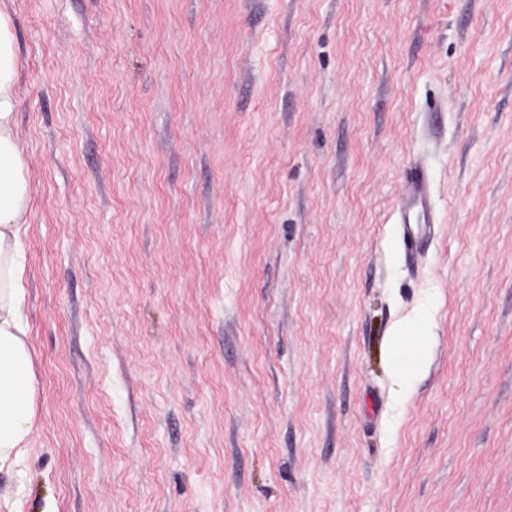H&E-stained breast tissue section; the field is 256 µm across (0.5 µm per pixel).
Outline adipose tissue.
<instances>
[{
  "label": "adipose tissue",
  "instance_id": "1",
  "mask_svg": "<svg viewBox=\"0 0 512 512\" xmlns=\"http://www.w3.org/2000/svg\"><path fill=\"white\" fill-rule=\"evenodd\" d=\"M16 78L12 21L0 10V471L19 465L38 429L35 401L39 386L21 314V237L29 187L15 134ZM432 334V319L425 310L392 327L389 366L397 386H406L425 366L423 354L406 355V340L413 337L422 342Z\"/></svg>",
  "mask_w": 512,
  "mask_h": 512
}]
</instances>
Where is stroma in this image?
Instances as JSON below:
<instances>
[{
  "mask_svg": "<svg viewBox=\"0 0 512 512\" xmlns=\"http://www.w3.org/2000/svg\"><path fill=\"white\" fill-rule=\"evenodd\" d=\"M0 9L40 381L15 512H512V0ZM395 224H400L406 260L418 271L432 245L437 224L430 175L420 162L411 164L404 172ZM433 336V323L428 311L421 310L413 316L398 321L390 331L389 366L393 382L404 388L409 381L425 366L423 349L411 358L405 353V342L414 337L419 341V348L427 337Z\"/></svg>",
  "mask_w": 512,
  "mask_h": 512,
  "instance_id": "obj_1",
  "label": "stroma"
}]
</instances>
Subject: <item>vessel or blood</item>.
Listing matches in <instances>:
<instances>
[{
    "instance_id": "obj_1",
    "label": "vessel or blood",
    "mask_w": 512,
    "mask_h": 512,
    "mask_svg": "<svg viewBox=\"0 0 512 512\" xmlns=\"http://www.w3.org/2000/svg\"><path fill=\"white\" fill-rule=\"evenodd\" d=\"M395 221L401 228L405 257L412 269H419L432 245L437 222L430 175L421 163L411 164L404 172Z\"/></svg>"
}]
</instances>
